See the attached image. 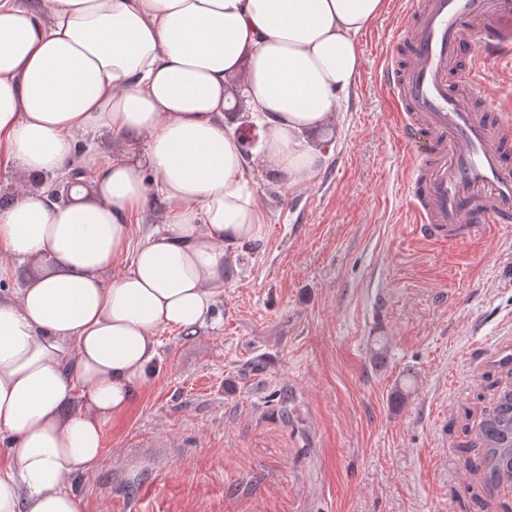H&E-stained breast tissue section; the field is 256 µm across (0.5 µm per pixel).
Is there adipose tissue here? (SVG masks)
I'll use <instances>...</instances> for the list:
<instances>
[{"label":"adipose tissue","instance_id":"obj_1","mask_svg":"<svg viewBox=\"0 0 512 512\" xmlns=\"http://www.w3.org/2000/svg\"><path fill=\"white\" fill-rule=\"evenodd\" d=\"M385 0H0V168L22 181L88 172L65 203L20 192L0 210V512H81L112 421L137 401L158 334L210 318L230 257L265 212L270 170L313 181L312 133L357 79V36ZM237 84L251 160L225 112ZM140 135L144 151L77 150L80 135ZM152 178H145V171ZM161 199L160 225L132 221ZM131 261L118 275L113 263Z\"/></svg>","mask_w":512,"mask_h":512}]
</instances>
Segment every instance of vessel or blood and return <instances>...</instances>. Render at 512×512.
<instances>
[{
  "instance_id": "1",
  "label": "vessel or blood",
  "mask_w": 512,
  "mask_h": 512,
  "mask_svg": "<svg viewBox=\"0 0 512 512\" xmlns=\"http://www.w3.org/2000/svg\"><path fill=\"white\" fill-rule=\"evenodd\" d=\"M393 44L383 80L419 234L463 241L512 224V114L488 97L484 69L512 59V0H407Z\"/></svg>"
}]
</instances>
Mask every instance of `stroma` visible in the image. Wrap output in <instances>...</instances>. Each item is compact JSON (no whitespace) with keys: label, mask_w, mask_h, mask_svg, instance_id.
<instances>
[{"label":"stroma","mask_w":512,"mask_h":512,"mask_svg":"<svg viewBox=\"0 0 512 512\" xmlns=\"http://www.w3.org/2000/svg\"><path fill=\"white\" fill-rule=\"evenodd\" d=\"M402 10L388 0L359 35L312 184L255 175L259 249L237 254L211 320L160 331L137 402L73 483L83 512H512V482L468 465L512 383V227L432 243L412 224L381 79Z\"/></svg>","instance_id":"1"}]
</instances>
